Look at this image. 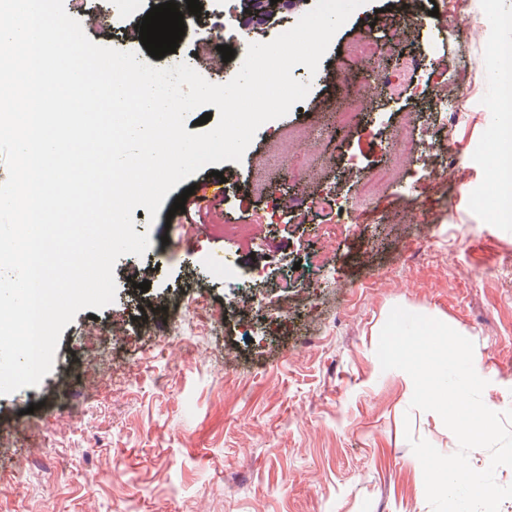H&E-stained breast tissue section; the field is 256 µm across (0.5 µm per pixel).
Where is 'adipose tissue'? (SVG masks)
I'll return each instance as SVG.
<instances>
[{
    "instance_id": "obj_1",
    "label": "adipose tissue",
    "mask_w": 512,
    "mask_h": 512,
    "mask_svg": "<svg viewBox=\"0 0 512 512\" xmlns=\"http://www.w3.org/2000/svg\"><path fill=\"white\" fill-rule=\"evenodd\" d=\"M492 151L488 157L490 172L503 189L496 197L494 215L496 218L512 219V191H506V184H512V93L501 97L492 109Z\"/></svg>"
}]
</instances>
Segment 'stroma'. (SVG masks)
<instances>
[{
  "label": "stroma",
  "instance_id": "1",
  "mask_svg": "<svg viewBox=\"0 0 512 512\" xmlns=\"http://www.w3.org/2000/svg\"><path fill=\"white\" fill-rule=\"evenodd\" d=\"M161 2L71 8L94 43L125 49ZM200 2L176 56L220 84L241 61L204 68V44L270 41L316 0ZM508 11L512 0H367L317 73L297 66L310 86L297 108L264 123L240 162L183 180L226 179L204 237L182 244L165 204L135 216L151 246L117 261L115 301L77 313L38 386L0 395V512H432L408 440L445 455L457 440L438 414L410 410V376L382 370L376 347L393 307L437 318L474 342L485 405L512 407V223L492 218L482 152L501 90L489 49L512 43ZM396 28L406 36L388 56L343 53ZM406 59L413 77L394 86ZM395 163L396 180L360 205V182ZM330 191L343 212L313 209ZM204 253L236 263L205 269Z\"/></svg>",
  "mask_w": 512,
  "mask_h": 512
}]
</instances>
